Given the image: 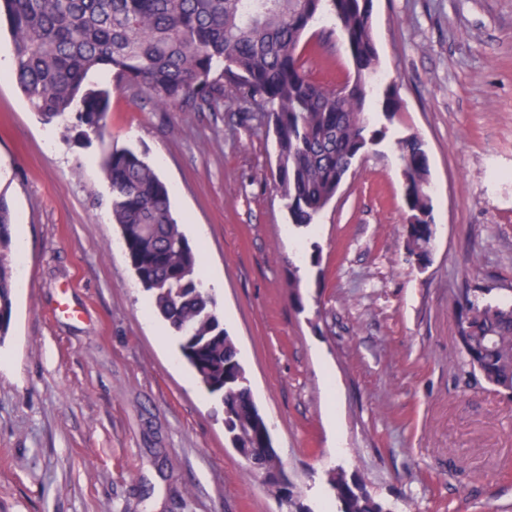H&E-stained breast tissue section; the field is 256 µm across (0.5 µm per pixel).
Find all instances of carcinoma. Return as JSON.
<instances>
[{"mask_svg": "<svg viewBox=\"0 0 512 512\" xmlns=\"http://www.w3.org/2000/svg\"><path fill=\"white\" fill-rule=\"evenodd\" d=\"M371 0H0L12 37L13 74L29 106L47 124L103 137L112 88H137L161 109L217 108L228 94L261 112L277 144L274 179L291 223H316L353 161L386 135L375 105L401 111L396 90L374 85L377 51ZM323 16L339 27L352 73L334 88L313 81L301 45ZM100 82L94 83L91 77ZM407 215L432 213L429 156L414 134L397 141ZM112 223L131 265L151 293L154 312L175 330L181 356L207 392L232 411L231 432L252 449L258 471L281 466L246 385L216 302L198 278L199 254L174 218L167 185L128 148L104 158ZM411 256L431 253L426 222L404 224ZM11 211L0 195V342L13 312ZM453 316L466 364L496 391L512 396V298L463 293ZM337 512H388L362 478L342 467L327 473Z\"/></svg>", "mask_w": 512, "mask_h": 512, "instance_id": "cac0c4a2", "label": "carcinoma"}]
</instances>
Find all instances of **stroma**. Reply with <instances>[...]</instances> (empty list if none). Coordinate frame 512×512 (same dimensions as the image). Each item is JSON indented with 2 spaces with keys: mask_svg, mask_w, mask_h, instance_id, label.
I'll list each match as a JSON object with an SVG mask.
<instances>
[{
  "mask_svg": "<svg viewBox=\"0 0 512 512\" xmlns=\"http://www.w3.org/2000/svg\"><path fill=\"white\" fill-rule=\"evenodd\" d=\"M371 21L404 109L314 229L290 225L274 136L239 122L240 100L164 111L116 89L104 138L79 143L0 71V194L22 256L0 343V512H288L149 310L112 222L111 147L167 184L297 503L331 512L339 464L403 512H512V397L462 360L453 318L465 284L512 295V0H372ZM302 63L324 86L347 78L333 22ZM410 133L430 159L422 269L403 228Z\"/></svg>",
  "mask_w": 512,
  "mask_h": 512,
  "instance_id": "stroma-1",
  "label": "stroma"
}]
</instances>
